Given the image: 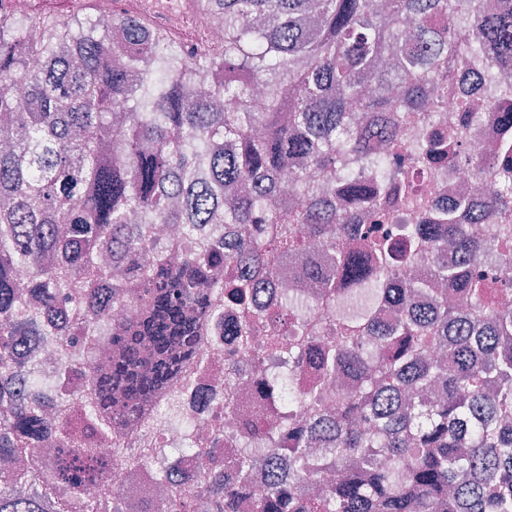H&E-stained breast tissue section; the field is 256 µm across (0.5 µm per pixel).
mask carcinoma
Segmentation results:
<instances>
[{
	"instance_id": "obj_1",
	"label": "carcinoma",
	"mask_w": 512,
	"mask_h": 512,
	"mask_svg": "<svg viewBox=\"0 0 512 512\" xmlns=\"http://www.w3.org/2000/svg\"><path fill=\"white\" fill-rule=\"evenodd\" d=\"M476 2L192 0L184 37L147 7L110 21L71 13V0L0 11V400L9 404L0 458L12 463L0 471V512H69L79 497L84 512H119V498L86 487L154 469V430L166 421L194 428L197 417L174 404L137 446L122 435L158 397L196 384L201 342L226 308L241 349L262 327L271 353L312 363L323 383L353 367L357 392L282 436L242 434L232 477L191 478L145 497L141 512H237L244 501L253 512H512V306L497 301L512 290V150L473 162L495 190L458 205L462 224L432 209L408 171L465 162L475 92L457 99L458 121L419 140L400 136L410 118L427 116L431 82L512 62V0L488 13ZM216 25L220 45L205 38ZM255 82L267 94L262 112ZM348 112L365 113L389 149L375 157V191L337 174L336 155L363 140ZM306 165L337 182L336 198H315ZM290 166L296 190L272 206ZM360 205L371 223H352ZM400 210L423 223L390 232ZM133 212L143 223H128ZM155 224H180L181 236L161 242ZM313 240L329 264H312ZM489 246L491 276L469 266ZM421 249L435 252L432 276L448 283L430 309L416 300L426 285L404 276ZM285 269L314 288L318 324L292 307L252 305ZM364 288L377 312L336 318L339 296ZM114 307L125 317L106 336L101 322ZM327 324L334 351L317 343ZM44 343L64 354L59 376L80 381L56 400L53 419L30 384ZM445 343L448 357L432 358ZM238 375L225 371L227 414ZM432 384L439 400L407 398ZM75 406L112 439L111 461L72 430ZM318 437L332 444L324 458L307 452ZM45 442L55 453L29 466L28 451ZM250 448L267 449L261 485ZM333 469L336 481L310 493Z\"/></svg>"
}]
</instances>
